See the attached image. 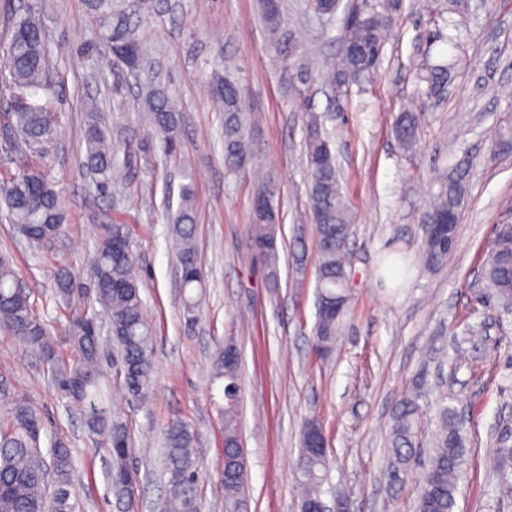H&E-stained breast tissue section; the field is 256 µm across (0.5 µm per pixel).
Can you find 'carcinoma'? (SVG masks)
I'll return each mask as SVG.
<instances>
[{
    "label": "carcinoma",
    "instance_id": "carcinoma-1",
    "mask_svg": "<svg viewBox=\"0 0 512 512\" xmlns=\"http://www.w3.org/2000/svg\"><path fill=\"white\" fill-rule=\"evenodd\" d=\"M89 11L98 22L100 39L113 47L115 60L125 68L145 59L146 43L136 34L133 16L152 7L151 0H87ZM378 0H368L360 22L349 32L354 52L341 55L333 70L330 85L348 92L376 72L387 33L391 28L392 9ZM51 48L46 31L32 16L14 22L6 52L10 79L0 97L11 102L5 112L7 130L17 136L18 149L30 152L47 142L52 134L49 105L52 83L46 70ZM418 79L427 84L433 95L447 86L450 71L446 65L420 68ZM212 101L224 113V165L232 172L245 168L250 158L245 136L247 115L241 108L237 85L220 72L210 82ZM143 110L153 137L174 151L178 146L179 109L162 85H150L143 94ZM417 117L405 110L393 126V134L404 148L415 144ZM86 152L83 165L97 173L102 192L110 193L123 183L122 168L117 162L106 125L97 103L87 113L84 129ZM309 209L318 234L315 261L317 288L331 304L346 296V265L352 214L342 193L332 141L325 136L317 118L307 121L305 140ZM465 176L450 171L442 178L438 192L429 206V215H449L458 224L465 197ZM274 188L261 184L254 203L266 204L275 214ZM0 201L13 223L30 224L47 244L62 232L64 216L56 185L38 167L26 169L21 175L0 185ZM196 211L190 185L181 188L180 204L172 218V236L176 262L180 268L181 287L200 288L204 271L197 257L195 244ZM252 241L269 267L277 258V225L252 224ZM448 236L423 238L419 257L424 265L435 269L443 264L454 249ZM94 267V292L107 315L112 318V348L120 359L122 386L128 396L144 401L149 397L154 372L155 334L149 322L140 293V276L128 250L125 226L99 229ZM17 271L8 259L0 258V329L24 340L35 348L53 367L54 381L72 399L83 402L101 400L103 367L100 342L88 335L82 315L72 317L69 342L78 361L71 366L62 362L55 352V341L43 321L35 314L26 294L17 288ZM482 282L497 303L512 306V224L499 227L491 242L482 269ZM57 296L70 305L80 294L69 271L58 272ZM345 312L334 313L325 308L318 312L315 327V349L331 351ZM213 378L223 382L222 402L217 404L224 421V459L230 465L244 461L239 440L238 406L240 397L239 367H224V349L216 351L212 361ZM417 398L403 399L392 418L388 431L389 475L397 477L408 470L415 456ZM88 433L105 446L115 464L114 476L131 455V436L127 424L103 407H92L85 419ZM320 427L314 420L304 423L301 448L295 463L302 499L318 498L324 474L329 466L328 455H315L307 444L310 427ZM48 453H43V448ZM163 459L167 475L165 512H196L199 479L198 435L192 425L175 421L165 430ZM465 422L451 405L438 411V427L430 450L428 464L418 474L416 512H454L465 462ZM73 458L70 445L60 436L47 432L46 422L38 409L23 397H13L0 411V512H76L72 502ZM494 469L499 488L512 491V448L497 452ZM246 468L233 480H226L224 512H245Z\"/></svg>",
    "mask_w": 512,
    "mask_h": 512
}]
</instances>
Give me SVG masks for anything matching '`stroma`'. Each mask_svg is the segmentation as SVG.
<instances>
[{"instance_id":"35a3bbf8","label":"stroma","mask_w":512,"mask_h":512,"mask_svg":"<svg viewBox=\"0 0 512 512\" xmlns=\"http://www.w3.org/2000/svg\"><path fill=\"white\" fill-rule=\"evenodd\" d=\"M135 20L150 45L157 82L181 111L179 148L164 156L140 110L135 79L114 63L86 0H0V53L8 20L32 15L53 48L57 108L52 140L19 155L0 128V182L25 162L56 182L64 230L51 244L28 246L0 208V253L10 255L34 313L50 328L59 356L73 363L65 332L72 311L106 316L94 293L67 308L55 299V274L88 282L98 228L127 227L141 295L155 332L153 392L131 399L114 369L105 402L125 421L140 480L134 503L117 500L111 462L85 428L86 404L67 398L50 367L23 342L0 334V393L22 396L44 415L50 433L68 439L76 512H162L166 475L160 440L182 420L197 434L200 512H224L218 465L224 423L210 400L211 358L225 340L241 354L240 442L247 465L249 512H299L293 462L305 420L318 421L331 459L323 498L344 490L351 512H415L416 474L385 477L387 429L401 399L420 391L417 440L429 448L436 407L457 398L467 416V461L456 512H512L490 466L512 446V314L484 299L478 280L495 228L512 224V154L489 139L512 124V0H463L466 24L448 47V0H400L383 58L371 82L334 97L327 77L341 50L343 11L316 14L309 0H280L279 30L296 54L276 53L260 0H156ZM455 59L442 96L423 94L417 67ZM237 84L249 116L251 159L224 167L223 113L207 87L214 70ZM96 98L117 146H131L121 195L96 187L82 166L83 104ZM420 112L416 144L392 134L408 106ZM317 114L333 142L354 223L349 242L344 331L325 357L314 350L317 321L316 229L309 214L306 121ZM467 169L457 245L442 268L417 263L421 220L436 178ZM191 179L195 241L205 272L194 309L185 306L172 261L167 201ZM277 188L276 276L252 245L253 199L260 182Z\"/></svg>"}]
</instances>
